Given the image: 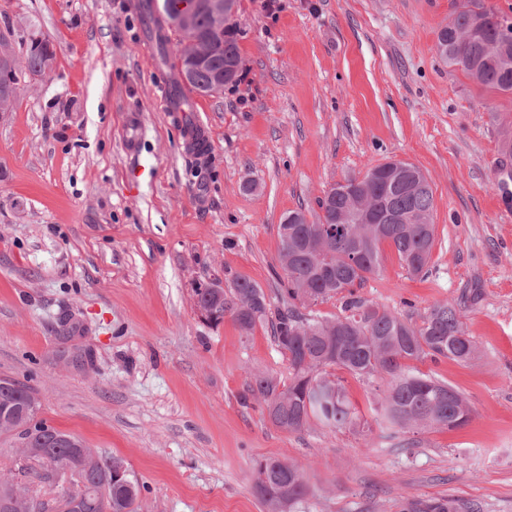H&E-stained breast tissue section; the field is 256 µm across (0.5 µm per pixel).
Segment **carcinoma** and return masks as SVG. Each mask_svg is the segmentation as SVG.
<instances>
[{
    "label": "carcinoma",
    "instance_id": "1",
    "mask_svg": "<svg viewBox=\"0 0 512 512\" xmlns=\"http://www.w3.org/2000/svg\"><path fill=\"white\" fill-rule=\"evenodd\" d=\"M147 11L163 14L164 20L192 10L200 40L209 44V60L182 82L199 96H208L224 75V61H240L235 26L226 36L212 33L211 15L201 8L203 0H142ZM506 22L480 0H464L450 13L448 24L436 34L437 54L448 67L461 71L483 89L512 95V38L504 40ZM175 43H160V56L167 60L169 45L175 47L177 72L183 73L187 51L183 36L172 30ZM21 58L10 88L0 93V112L12 110L21 84L48 82L56 59L52 42L32 29L18 40ZM354 190L343 185L312 213L294 211L301 223L288 225V234L278 232V261L283 272L273 303L256 283L238 279L233 288L216 297L209 286L195 290L205 305L231 319L241 333L256 325H271L273 340L287 356L288 382L272 375L255 374L241 394L243 404L264 405L278 428L297 432L315 422L331 430L354 429L358 416L342 379L336 371L371 383L382 380L376 418L379 424L416 432L466 425L472 415L469 399L445 381L421 375L411 365L425 358L466 362L478 346L469 336L457 305L433 306L421 323L393 313L357 294V289L381 268L382 246L389 244L402 265L413 275L428 265L435 246V198L428 178L392 173L385 180L349 177ZM336 234L324 226L339 218ZM331 299L340 301V312L323 317L300 308ZM36 390L9 376L0 377V432H15L20 448L13 468L0 474V495L11 488L20 472L28 486L50 480L43 456L77 471L81 487V512H137L140 486L134 480L114 484L108 479L117 457H103L79 437L42 420L30 422L24 415ZM36 452L22 456L21 447ZM254 487L268 512H284L307 499L308 486L296 463L278 458H259L253 465ZM402 512H480L470 501L448 498L431 501L406 500Z\"/></svg>",
    "mask_w": 512,
    "mask_h": 512
}]
</instances>
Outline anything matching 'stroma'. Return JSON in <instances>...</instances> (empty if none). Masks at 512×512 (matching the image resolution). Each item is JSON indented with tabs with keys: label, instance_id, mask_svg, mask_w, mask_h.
<instances>
[{
	"label": "stroma",
	"instance_id": "obj_1",
	"mask_svg": "<svg viewBox=\"0 0 512 512\" xmlns=\"http://www.w3.org/2000/svg\"><path fill=\"white\" fill-rule=\"evenodd\" d=\"M137 0H0V24L55 45V77L0 113V375L37 392L39 417L124 461L138 512H265L260 457L298 462L315 495L296 512H401L459 498L512 512V182L488 93L435 50L453 0H238L242 80L198 98L211 147L183 152ZM141 117L139 158L122 131ZM389 159L435 196L428 271L391 247L360 295L421 322L446 301L478 346L417 369L464 393V427L286 432L240 396L288 378L268 326L199 319L194 290L244 278L276 297L278 226ZM256 189L246 193L244 180Z\"/></svg>",
	"mask_w": 512,
	"mask_h": 512
}]
</instances>
